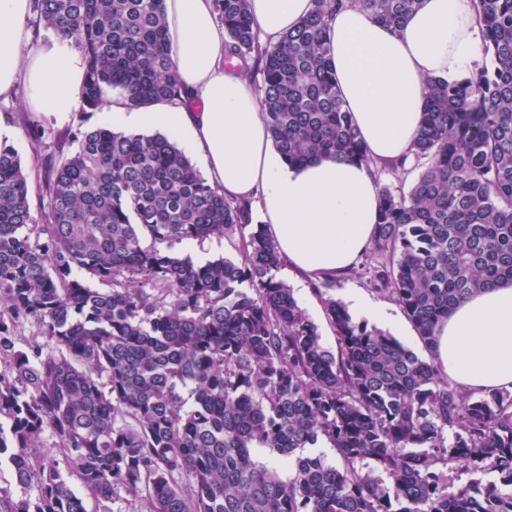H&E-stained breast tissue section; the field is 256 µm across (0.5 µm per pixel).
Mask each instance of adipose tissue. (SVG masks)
<instances>
[{"label": "adipose tissue", "mask_w": 512, "mask_h": 512, "mask_svg": "<svg viewBox=\"0 0 512 512\" xmlns=\"http://www.w3.org/2000/svg\"><path fill=\"white\" fill-rule=\"evenodd\" d=\"M312 0H250L262 42L274 43L308 16ZM178 78L199 103L104 107L118 127L164 128L199 154L225 198L255 200L261 221L292 272L347 271L375 231L372 169L321 158L291 165L272 146L257 94L243 71L224 66V29L214 0H165ZM30 0H0V98L25 84L31 111L66 118L81 97L82 62L57 42L30 46ZM330 59L361 140L377 160L406 154L423 114L425 81L455 82L482 60L484 37L472 0H422L398 29L349 7L329 24ZM433 354L458 387L512 389V285L481 291L436 329Z\"/></svg>", "instance_id": "ef3b65f1"}]
</instances>
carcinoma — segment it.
Instances as JSON below:
<instances>
[{
    "label": "carcinoma",
    "mask_w": 512,
    "mask_h": 512,
    "mask_svg": "<svg viewBox=\"0 0 512 512\" xmlns=\"http://www.w3.org/2000/svg\"><path fill=\"white\" fill-rule=\"evenodd\" d=\"M248 2L216 0L225 63H256L277 152L373 164L326 30L347 6L396 30L420 0H313L272 45ZM473 6L490 64L426 81L411 151L389 165L418 176L407 190L379 185L369 247L370 283L429 352L457 305L512 282V0ZM34 11L83 55V111L114 91L129 109L189 96L165 0H34ZM25 123L56 151L34 198L0 143V465L20 490L0 487V512H86L81 492L120 490L141 512H512V390L450 384L434 357L329 295V274L314 287L336 331L325 346L277 277L283 260L252 202L224 198L171 137L96 125L63 139ZM235 237L237 259L175 251ZM27 322L36 333L21 347ZM320 441L341 465L313 450ZM477 473L495 479L451 490Z\"/></svg>",
    "instance_id": "obj_1"
}]
</instances>
